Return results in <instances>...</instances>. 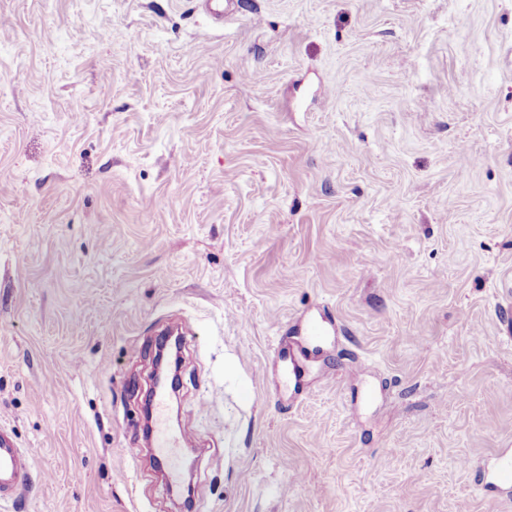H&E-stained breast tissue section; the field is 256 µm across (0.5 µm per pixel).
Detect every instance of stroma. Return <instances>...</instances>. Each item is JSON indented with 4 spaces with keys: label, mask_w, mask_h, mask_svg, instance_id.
<instances>
[{
    "label": "stroma",
    "mask_w": 512,
    "mask_h": 512,
    "mask_svg": "<svg viewBox=\"0 0 512 512\" xmlns=\"http://www.w3.org/2000/svg\"><path fill=\"white\" fill-rule=\"evenodd\" d=\"M327 333L310 341L308 321ZM512 0H0V512H512ZM164 397L159 395L156 402L155 433L153 446L159 456L167 464L171 475H176L178 469V448L193 442V436L183 432L173 436L164 424ZM29 455L18 448L7 431L0 429V502L26 486L30 478ZM484 488L512 486V457L502 458L492 473L481 481Z\"/></svg>",
    "instance_id": "1"
}]
</instances>
